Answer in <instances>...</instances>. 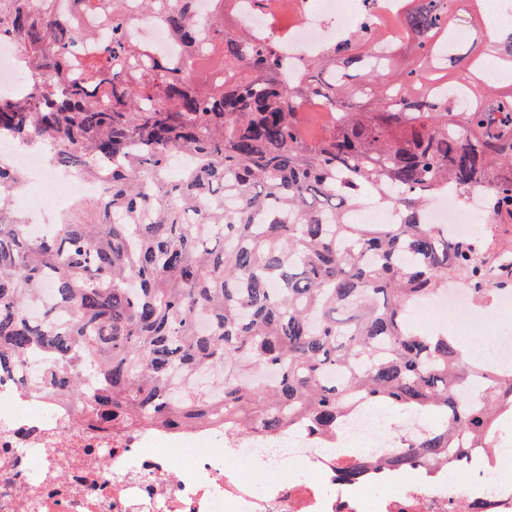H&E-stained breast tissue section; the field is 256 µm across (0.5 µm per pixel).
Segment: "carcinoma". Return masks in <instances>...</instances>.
Masks as SVG:
<instances>
[{"mask_svg":"<svg viewBox=\"0 0 512 512\" xmlns=\"http://www.w3.org/2000/svg\"><path fill=\"white\" fill-rule=\"evenodd\" d=\"M407 2L403 18L363 21L286 83L275 49L293 0H258L272 28L257 41L215 0L199 62L191 0H73L71 11L0 0V39L25 46L33 76L21 93L0 90V141L100 179L104 216L43 236L0 220V371L43 356L46 388L100 431H303L331 448L354 406L379 403L441 417L385 462L392 475L426 459L453 468L469 439L494 459L512 425V371L473 363L410 312L452 276L469 277L481 303L489 283L512 281V249L481 259L421 220L437 190L487 182L491 223L512 224V84L482 69L512 72V34L461 53L456 31L480 26L482 0ZM132 3L196 70L128 36ZM83 15L108 32L81 28ZM398 28L396 52L371 56L369 38ZM317 101L331 125L311 141L300 124ZM20 187L0 160V191ZM377 193L402 221L351 223ZM43 288L52 300L35 317ZM473 383L482 397L463 399ZM346 456L340 479H366L375 460Z\"/></svg>","mask_w":512,"mask_h":512,"instance_id":"cac0c4a2","label":"carcinoma"}]
</instances>
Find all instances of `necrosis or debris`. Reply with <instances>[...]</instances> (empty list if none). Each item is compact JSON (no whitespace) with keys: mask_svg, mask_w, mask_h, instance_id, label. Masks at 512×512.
<instances>
[{"mask_svg":"<svg viewBox=\"0 0 512 512\" xmlns=\"http://www.w3.org/2000/svg\"><path fill=\"white\" fill-rule=\"evenodd\" d=\"M296 19L280 49L289 67L316 57L365 18L394 15L398 0H296ZM128 33L150 45L156 57L172 59L180 43L156 17L132 10ZM10 161L37 174L41 188L68 192L73 176L47 168L37 153L10 150ZM486 188L466 195L448 191L433 199L426 223L447 225L450 236L491 249L492 225L467 228L457 213L487 217ZM473 291L465 278H453L418 312L452 314L459 333L473 323L484 329L476 356L512 366V334L494 328L491 313L475 317ZM46 363L0 372V512H362L361 485L346 486L331 448H317L304 436L250 440L225 445L223 432L201 429L175 438L144 437L132 432L103 433L77 425L67 412L53 408L51 395L28 396L25 385L46 382ZM349 441L384 458L406 451L414 433L391 435L379 408L367 407L350 422ZM255 468L269 479L263 487L245 481L240 468ZM494 470L480 471L469 491L473 512H512V483L495 481ZM462 494L438 483L383 497L377 512H449Z\"/></svg>","mask_w":512,"mask_h":512,"instance_id":"necrosis-or-debris-1","label":"necrosis or debris"}]
</instances>
